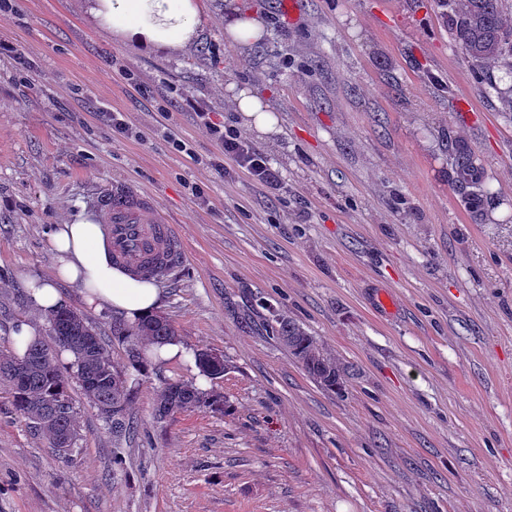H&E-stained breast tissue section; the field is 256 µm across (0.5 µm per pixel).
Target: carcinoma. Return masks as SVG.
<instances>
[{
    "mask_svg": "<svg viewBox=\"0 0 512 512\" xmlns=\"http://www.w3.org/2000/svg\"><path fill=\"white\" fill-rule=\"evenodd\" d=\"M446 10L448 31L461 49L470 71L482 78L493 64L512 74V17L506 16L501 0H438ZM456 182L460 187L477 186L483 196L486 179L481 175L474 151L458 144L454 153ZM271 328L280 342L288 348L305 373L325 390L334 391L342 381L343 369L336 357L329 353L306 330L268 307ZM48 336L52 343L38 338L29 344L22 357L0 354V383L8 385L13 393L15 411L29 427L40 434L50 446L55 440L79 428L78 416L69 393L70 381L64 373L59 354V340L68 343L67 352L74 357V376L87 401L95 409L109 407L115 410L112 420L106 422L115 437L131 432L129 410L134 387H126L106 372L118 373L120 368L109 358L105 338L97 328L86 321L75 309H59L46 316ZM112 339L125 349L127 367L143 376L148 367L161 364L157 356L146 361L152 346H160L177 339L171 321L157 313L135 325L122 319L112 320ZM209 349L194 352L199 374L213 381L224 377V365H206L202 357ZM202 411L224 415V395L203 390L193 381L167 382L157 394L155 416L159 420L186 411Z\"/></svg>",
    "mask_w": 512,
    "mask_h": 512,
    "instance_id": "obj_1",
    "label": "carcinoma"
}]
</instances>
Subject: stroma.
<instances>
[{"mask_svg":"<svg viewBox=\"0 0 512 512\" xmlns=\"http://www.w3.org/2000/svg\"><path fill=\"white\" fill-rule=\"evenodd\" d=\"M230 2L262 18L258 44L228 43ZM204 3L203 37L178 56L120 43L80 0L0 13V350L35 315L29 280L54 274V224L122 186L150 194L184 246L156 280L162 314L226 364L209 384L220 416L156 420L190 362L142 376L130 442L71 383L67 456L0 385V512H512V78L472 76L437 0ZM236 88L279 133L228 108ZM198 105L271 156L280 190L211 167ZM457 140L493 201L455 185ZM272 307L335 355L340 389L272 336Z\"/></svg>","mask_w":512,"mask_h":512,"instance_id":"stroma-1","label":"stroma"}]
</instances>
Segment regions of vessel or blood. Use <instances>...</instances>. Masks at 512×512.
<instances>
[{
    "label": "vessel or blood",
    "mask_w": 512,
    "mask_h": 512,
    "mask_svg": "<svg viewBox=\"0 0 512 512\" xmlns=\"http://www.w3.org/2000/svg\"><path fill=\"white\" fill-rule=\"evenodd\" d=\"M154 209L149 195L127 187L113 189L100 205L115 262L137 273L154 270L166 275L176 268L184 250L173 225Z\"/></svg>",
    "instance_id": "obj_1"
}]
</instances>
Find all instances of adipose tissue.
Wrapping results in <instances>:
<instances>
[{
  "mask_svg": "<svg viewBox=\"0 0 512 512\" xmlns=\"http://www.w3.org/2000/svg\"><path fill=\"white\" fill-rule=\"evenodd\" d=\"M85 10L102 30L135 47L141 54L180 55L193 48L202 31V0H84ZM57 256L53 279L33 280L30 295L37 319L20 323L14 335L15 355L40 336L39 317L64 305L60 284L78 286L85 304L107 308L129 322L156 314L163 291L155 283L130 275L113 265L101 224L82 213L65 218L51 239Z\"/></svg>",
  "mask_w": 512,
  "mask_h": 512,
  "instance_id": "obj_1",
  "label": "adipose tissue"
}]
</instances>
